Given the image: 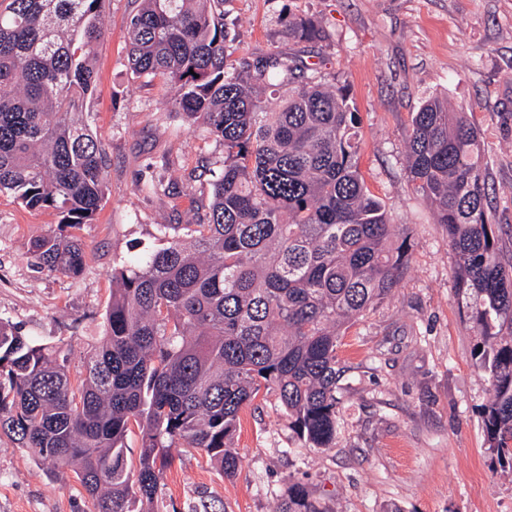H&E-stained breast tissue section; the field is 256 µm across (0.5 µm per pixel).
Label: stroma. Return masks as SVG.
Segmentation results:
<instances>
[{"mask_svg":"<svg viewBox=\"0 0 512 512\" xmlns=\"http://www.w3.org/2000/svg\"><path fill=\"white\" fill-rule=\"evenodd\" d=\"M139 0H106L97 83L86 110L107 156V191L78 235L76 278L37 267L35 236L56 230L52 209L29 211L0 193V318L37 344L68 354L72 370L104 335L112 268L157 247L161 224L198 220L224 148L167 104L161 78L134 76L127 31ZM214 11L251 61L289 56L304 72L346 86L360 119V168L392 220L412 228L399 285L350 325L336 445L303 447L275 397L240 422L235 478L198 448L175 443L153 512H274L287 481L304 482L326 512H512V469L484 430L489 383L474 351L477 330L456 289L448 233L405 174L404 130L430 95L464 107L480 137L493 230L512 259V0H216ZM306 18L316 42L288 33ZM161 179L164 194L139 190ZM71 474L49 472L0 436V512H84Z\"/></svg>","mask_w":512,"mask_h":512,"instance_id":"35a3bbf8","label":"stroma"}]
</instances>
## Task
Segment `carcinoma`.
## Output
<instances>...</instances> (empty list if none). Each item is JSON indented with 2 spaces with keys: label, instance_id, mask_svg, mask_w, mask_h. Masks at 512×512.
Here are the masks:
<instances>
[{
  "label": "carcinoma",
  "instance_id": "cac0c4a2",
  "mask_svg": "<svg viewBox=\"0 0 512 512\" xmlns=\"http://www.w3.org/2000/svg\"><path fill=\"white\" fill-rule=\"evenodd\" d=\"M105 0H9L0 9V193L54 209L57 231L30 241L40 267L78 277L75 231L105 197V152L82 118L96 84L93 50ZM209 0H142L128 64L163 78L169 104L216 136L224 170L196 224H160L159 247L112 269L101 343L83 370L0 319V435L46 470L68 469L89 512L152 502L177 440L227 478L241 414L276 397L306 448H333L343 329L396 287L411 231L391 223L359 166L356 113L344 87L307 77L266 111L286 57L254 65ZM303 39L319 36L304 20ZM408 182L433 207L456 256L458 288L481 337L490 384V448L512 466V261H502L478 132L464 110L426 97L406 130ZM138 430V463L125 439ZM275 512H325L290 482Z\"/></svg>",
  "mask_w": 512,
  "mask_h": 512
}]
</instances>
